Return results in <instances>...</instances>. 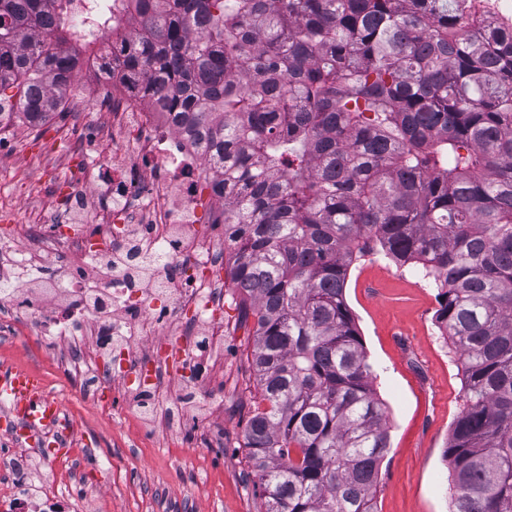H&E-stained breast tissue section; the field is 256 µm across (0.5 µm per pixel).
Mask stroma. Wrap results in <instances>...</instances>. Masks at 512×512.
Here are the masks:
<instances>
[{
  "mask_svg": "<svg viewBox=\"0 0 512 512\" xmlns=\"http://www.w3.org/2000/svg\"><path fill=\"white\" fill-rule=\"evenodd\" d=\"M111 124L102 102L75 101L40 126L0 133V240L18 237L24 224L58 221L70 180L111 183V172L90 161ZM233 294L225 288L223 354L203 349L191 382L176 377L181 362L170 360L174 374L148 408L133 376L115 379L103 390L108 416L85 393L65 345L0 323V371H32L45 389L62 393L73 430L67 512H263L244 446L257 395L253 339ZM346 300L387 410L390 447L380 464L377 512H450L443 454L465 398L459 365L434 324L437 290L413 268L369 255L351 268ZM8 420L0 404V460L27 459L29 479L17 491L33 502L54 465L37 442L14 439Z\"/></svg>",
  "mask_w": 512,
  "mask_h": 512,
  "instance_id": "35a3bbf8",
  "label": "stroma"
}]
</instances>
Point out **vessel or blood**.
I'll return each mask as SVG.
<instances>
[{"instance_id":"b4317fda","label":"vessel or blood","mask_w":512,"mask_h":512,"mask_svg":"<svg viewBox=\"0 0 512 512\" xmlns=\"http://www.w3.org/2000/svg\"><path fill=\"white\" fill-rule=\"evenodd\" d=\"M0 399L10 401L16 431H33L40 422L51 423L62 414L60 403L48 400L40 379L26 370L0 373Z\"/></svg>"}]
</instances>
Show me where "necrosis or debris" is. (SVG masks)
<instances>
[{"instance_id":"1","label":"necrosis or debris","mask_w":512,"mask_h":512,"mask_svg":"<svg viewBox=\"0 0 512 512\" xmlns=\"http://www.w3.org/2000/svg\"><path fill=\"white\" fill-rule=\"evenodd\" d=\"M108 105L112 148L95 162L119 176L107 190L111 211L92 209L96 193L82 186L66 223L48 233L26 226L14 249L17 287L0 309L53 338L76 326L85 331L94 353L90 388L131 374L150 392L167 345L201 336L224 349V242L189 231L204 210L210 224L222 227L224 199L212 190L213 165L177 130L163 96L131 95L116 65ZM116 248L125 254L123 269L88 290L81 268L107 266ZM173 277L182 288H168ZM139 343L146 351L136 358Z\"/></svg>"}]
</instances>
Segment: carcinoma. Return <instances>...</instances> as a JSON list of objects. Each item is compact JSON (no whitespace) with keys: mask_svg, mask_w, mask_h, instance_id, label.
I'll return each mask as SVG.
<instances>
[{"mask_svg":"<svg viewBox=\"0 0 512 512\" xmlns=\"http://www.w3.org/2000/svg\"><path fill=\"white\" fill-rule=\"evenodd\" d=\"M71 0H0V125L46 121L78 61ZM468 0H137L129 88L165 90L219 164L254 319L244 445L265 512H376L386 408L346 302L355 261L431 276L465 406L452 512H512V28Z\"/></svg>","mask_w":512,"mask_h":512,"instance_id":"cac0c4a2","label":"carcinoma"}]
</instances>
